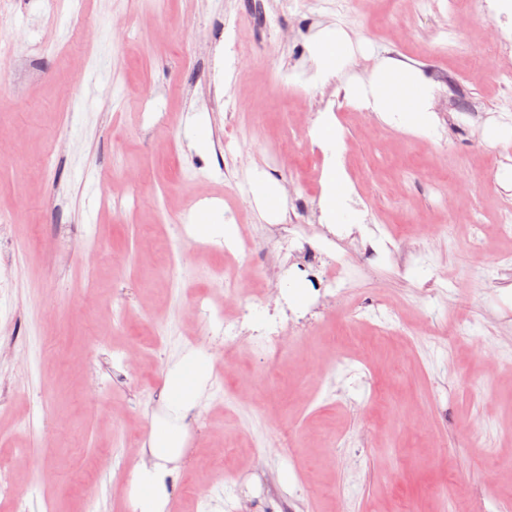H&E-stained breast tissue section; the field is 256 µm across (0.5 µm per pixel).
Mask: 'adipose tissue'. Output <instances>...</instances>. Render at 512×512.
Segmentation results:
<instances>
[{
	"mask_svg": "<svg viewBox=\"0 0 512 512\" xmlns=\"http://www.w3.org/2000/svg\"><path fill=\"white\" fill-rule=\"evenodd\" d=\"M363 51V45L353 41L342 26L317 30L309 43L311 71L306 86L343 78L342 91L349 101L375 112L385 123L420 136H433L435 84L420 68L386 57L376 59L364 74L350 75V68ZM318 139L330 154L322 198L327 221L361 223L360 212L349 204L352 187L340 162L342 143L333 124L322 125ZM209 373V360L195 353L177 358L169 370L163 392L164 412L154 416L146 444L151 461L138 467L130 490L138 512H164L170 465L179 460L183 446L184 421L204 397Z\"/></svg>",
	"mask_w": 512,
	"mask_h": 512,
	"instance_id": "1",
	"label": "adipose tissue"
}]
</instances>
